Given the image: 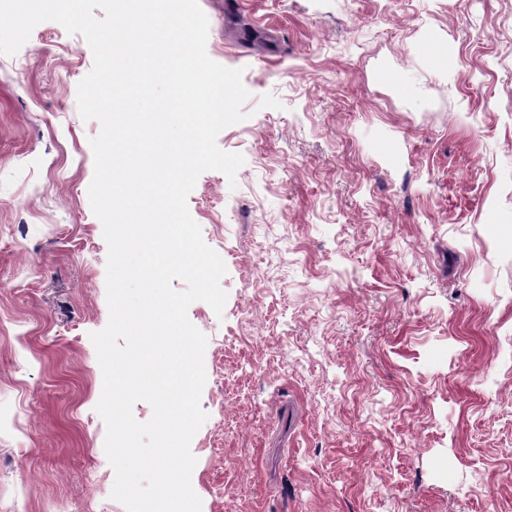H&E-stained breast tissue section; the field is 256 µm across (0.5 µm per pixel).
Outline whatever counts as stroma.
Returning <instances> with one entry per match:
<instances>
[{"label":"stroma","mask_w":512,"mask_h":512,"mask_svg":"<svg viewBox=\"0 0 512 512\" xmlns=\"http://www.w3.org/2000/svg\"><path fill=\"white\" fill-rule=\"evenodd\" d=\"M243 71L201 512H512V0H199ZM82 35L0 54V512H126L96 411L109 321Z\"/></svg>","instance_id":"stroma-1"}]
</instances>
